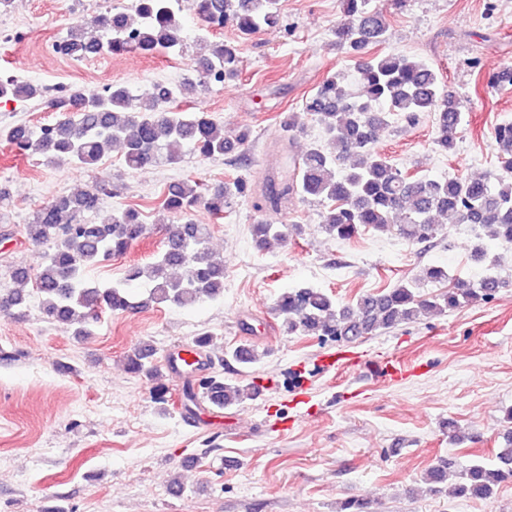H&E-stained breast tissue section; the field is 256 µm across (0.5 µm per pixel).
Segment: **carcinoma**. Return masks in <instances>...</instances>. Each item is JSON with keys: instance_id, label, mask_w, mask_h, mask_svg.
I'll return each mask as SVG.
<instances>
[{"instance_id": "obj_1", "label": "carcinoma", "mask_w": 512, "mask_h": 512, "mask_svg": "<svg viewBox=\"0 0 512 512\" xmlns=\"http://www.w3.org/2000/svg\"><path fill=\"white\" fill-rule=\"evenodd\" d=\"M193 5L207 34L227 22L245 34L262 28L288 30L278 0H193ZM135 12L134 17L102 14L75 22L62 39L68 58L135 51L154 57L183 46L186 35L180 0H137ZM340 13L334 35L355 60L352 83L329 76L303 101V110L315 117L339 153L330 154L318 144L310 146L292 158L279 187L266 186L259 195L242 180L212 191L195 181H184L168 191L164 208L185 217L202 204L222 219L237 197L254 199V207L261 212L280 211L288 199L300 195L324 206L322 229L343 240L363 229L381 234L395 229L412 243L428 242L442 229L435 216L444 214L450 224H472L491 239L512 245V122L497 125L493 132L492 146L503 169L493 183L462 177L424 179L401 170L374 149L375 131L392 116L413 125L422 114L432 112L438 129L435 145L446 153L453 149L463 126L462 102L453 92L444 91L442 77L432 66L405 55L374 51L384 41L387 27L385 18L368 8L367 0H340ZM238 77L235 49L216 43L210 55L197 59L193 75L175 87L160 85L154 95L140 99L119 82L93 97L72 86L65 97L52 101V111L59 113L55 122L37 130L25 125L0 128V141L21 154L39 153L49 160L87 168L97 167L107 149L119 143L126 167L134 171L161 161L177 163L184 146L206 158L229 155L247 146L249 131L229 132L209 113H186L171 103L207 87L214 78L225 82ZM33 98H47L46 91L24 78L0 77V99ZM103 191L96 186L56 196L24 227L27 240L50 246V252L36 273L16 268L11 277L34 284L47 318L61 324L64 332L82 338L90 335L106 310L123 312L151 303L188 308L224 293V263L209 251L208 225L191 221L166 228L167 244L146 271L133 267L122 281L90 283L88 268L125 254L147 232L137 209H104ZM251 234L257 247L266 248L285 241L288 228L259 222L251 225ZM144 273L152 288L147 298L140 299L128 285ZM503 284L492 274L475 286L457 283L421 298L413 285L400 283L359 297L353 308L337 303L322 290L298 288L282 293L275 311L289 335L355 340L423 314H444L485 300ZM25 300L19 290L0 294V312L13 316ZM231 357L246 366L256 360L257 352L241 344ZM148 359L147 351L138 347L126 356L127 368L140 373ZM258 392L255 385L226 382L219 376L184 381L187 401L202 400L217 410L253 400ZM451 476L457 478L456 494L490 496L512 478V431L495 461H475L460 469L453 458H442L430 469L429 482L443 485Z\"/></svg>"}]
</instances>
